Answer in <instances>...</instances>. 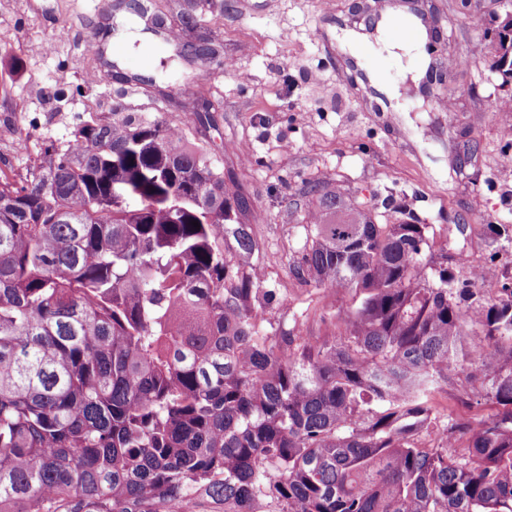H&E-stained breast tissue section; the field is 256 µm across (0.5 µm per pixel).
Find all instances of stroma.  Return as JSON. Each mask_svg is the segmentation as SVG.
Segmentation results:
<instances>
[{"label":"stroma","mask_w":512,"mask_h":512,"mask_svg":"<svg viewBox=\"0 0 512 512\" xmlns=\"http://www.w3.org/2000/svg\"><path fill=\"white\" fill-rule=\"evenodd\" d=\"M363 0H139L146 13L170 22L189 16L187 44L212 51L207 67L181 60L175 44L147 35L136 53L160 56L152 83L133 70L112 77L91 43H106L112 0H0V171L8 176L47 160L83 123L132 115L184 127L198 97L212 104L213 127L191 133L226 181L247 197L265 285L280 289L274 319L288 331L320 340L343 336L354 307L350 292L294 279L290 268L303 244L310 207L308 182L340 185L373 206L396 202L434 230L433 255L472 247L488 256L485 277L500 287L512 279V244L490 227L512 225V112L496 111L506 91L486 62L482 35L489 15L460 10V0H426L450 15L441 28V55L467 56L452 71L441 101L411 89L399 62H371L398 86L401 112L372 111L364 86L345 57L330 48L335 28L321 29V13L360 20ZM482 376L457 372L435 406L449 421L482 417Z\"/></svg>","instance_id":"1"}]
</instances>
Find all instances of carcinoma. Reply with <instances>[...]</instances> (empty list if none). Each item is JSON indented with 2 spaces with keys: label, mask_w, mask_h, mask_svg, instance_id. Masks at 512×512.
<instances>
[{
  "label": "carcinoma",
  "mask_w": 512,
  "mask_h": 512,
  "mask_svg": "<svg viewBox=\"0 0 512 512\" xmlns=\"http://www.w3.org/2000/svg\"><path fill=\"white\" fill-rule=\"evenodd\" d=\"M494 21L508 84L512 0ZM307 194L290 273L359 297L322 342L274 326L247 199L162 123L0 177V512H512V287L484 299L393 206ZM469 367L492 413L450 424L432 396Z\"/></svg>",
  "instance_id": "carcinoma-1"
}]
</instances>
